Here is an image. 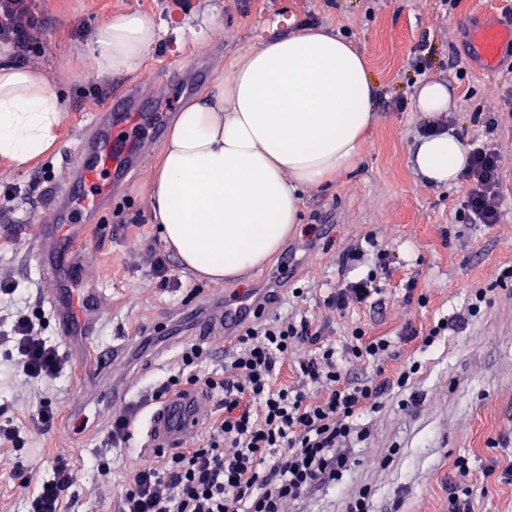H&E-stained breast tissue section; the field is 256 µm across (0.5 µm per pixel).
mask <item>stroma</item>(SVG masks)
<instances>
[{
	"instance_id": "1",
	"label": "stroma",
	"mask_w": 512,
	"mask_h": 512,
	"mask_svg": "<svg viewBox=\"0 0 512 512\" xmlns=\"http://www.w3.org/2000/svg\"><path fill=\"white\" fill-rule=\"evenodd\" d=\"M36 4L46 51L28 66L61 90L64 121L52 152L24 170L0 171V184L17 190L14 210H0V272L17 282L30 311L41 314L42 334L66 365L46 385H31L16 358L0 349V423L14 424L21 436L18 448H0V512H28L59 456L67 458L74 475L62 512H118L143 445L136 433L125 446L107 447L113 411L97 401L93 380L79 370L87 342L58 333L41 299L40 261L30 255L31 241L48 216L43 188L71 179L63 157L75 148L89 115L107 107L95 90L96 72L82 62L96 28L113 13L135 9L160 29L159 46L135 72L110 75L106 94L116 97L127 85H141L144 101L157 105L168 128L181 107L214 86L232 56L267 41L261 23L269 8L287 16L290 31L305 25L336 28L365 56L378 100L356 168L304 194L300 222L284 243L298 248L303 264L288 276L280 274L278 254L224 282L196 279L174 256L161 281L152 271L151 253L165 246L146 196L164 140L130 138L137 166L111 209L81 230L89 272L107 298L90 343L107 348L135 338L143 327L156 336L160 357L131 348L108 376L109 382L128 384L133 407L171 374L181 340L192 333L178 319L181 310L211 294L240 295L275 281L282 289L270 311L276 317L286 313L293 289H305V307L326 323L328 339L342 340L358 325L393 339L387 370L413 359L422 369L414 403L400 405L392 395L367 417L370 435L358 445L343 490L314 493L287 512H346L349 497L364 487L373 492L374 512H448L451 464L463 454L470 456L473 479L483 490L474 512H512V483L483 475L488 465L512 460V281L499 280L500 271L512 266V44L503 46L492 69L471 49L474 30L502 23V0H458L453 7L447 0H187L176 19L171 0ZM424 78L447 83L454 100L448 118L463 141L477 137L498 147L499 223H466L465 183L432 186L412 171L409 149L424 120L411 102ZM117 209L128 218L141 216V226L118 224ZM325 214L336 226L334 235L314 223ZM370 236L390 251L392 275L382 281L376 304L339 316L324 300L330 289L370 269L367 261L342 263L349 248L364 246ZM480 288L487 292L486 305L446 343L422 352L417 343L402 342L406 326L425 328L433 319L462 313L471 292ZM170 333L178 334L179 343H168ZM46 402L55 413L49 426L37 419ZM34 459L42 463L40 472L23 479L20 464Z\"/></svg>"
}]
</instances>
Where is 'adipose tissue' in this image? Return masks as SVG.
I'll return each instance as SVG.
<instances>
[{
    "mask_svg": "<svg viewBox=\"0 0 512 512\" xmlns=\"http://www.w3.org/2000/svg\"><path fill=\"white\" fill-rule=\"evenodd\" d=\"M159 40L139 11L118 12L96 29L85 60L100 73H130ZM376 97L363 54L328 26L232 57L213 92L178 112L149 187L153 221L182 265L221 282L263 264L298 224L303 190L356 165ZM451 107L443 81L417 86L413 108L426 118ZM63 112L50 81L0 64V169L52 150ZM468 157L451 129L420 135L410 149L416 173L436 186L456 183Z\"/></svg>",
    "mask_w": 512,
    "mask_h": 512,
    "instance_id": "obj_1",
    "label": "adipose tissue"
}]
</instances>
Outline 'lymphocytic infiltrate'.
I'll return each mask as SVG.
<instances>
[{
	"instance_id": "1",
	"label": "lymphocytic infiltrate",
	"mask_w": 512,
	"mask_h": 512,
	"mask_svg": "<svg viewBox=\"0 0 512 512\" xmlns=\"http://www.w3.org/2000/svg\"><path fill=\"white\" fill-rule=\"evenodd\" d=\"M0 45L15 59L41 55V22L34 0H0ZM462 178L469 185L465 204L471 224L501 218L500 155L479 138L469 143ZM378 251L374 269L327 297L329 307L345 312L379 294L378 274L387 268ZM314 319L259 321L249 327L225 358L222 372L200 375V346L185 344L178 370L150 393L160 401L171 389L204 383L216 399V415L201 444L140 459L121 497V512H285L317 488L339 487L354 458L351 445L367 439L364 417L385 397L410 389L422 365L412 361L386 374L392 354L386 336L354 327L342 349L322 340ZM309 353L289 357L298 346ZM15 351L24 376L46 381L60 373L58 350L41 336L34 315L17 310L0 347ZM373 365L374 376L353 379L346 361ZM74 481L64 459L32 500V512H59L63 494Z\"/></svg>"
}]
</instances>
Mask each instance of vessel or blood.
Here are the masks:
<instances>
[{"instance_id":"obj_1","label":"vessel or blood","mask_w":512,"mask_h":512,"mask_svg":"<svg viewBox=\"0 0 512 512\" xmlns=\"http://www.w3.org/2000/svg\"><path fill=\"white\" fill-rule=\"evenodd\" d=\"M510 41L511 26L488 25L473 37L474 47L489 66L497 61L502 45ZM146 121L144 101L136 88L111 101L106 111L91 114L75 148L77 172L73 180L46 190L50 221L41 226L38 238L54 244L44 270V279L51 284L45 298L54 311L61 335H70L77 313L101 304L99 289L88 284L86 263L78 254L80 242L73 236L71 227L109 205L114 189L130 170L129 154L117 134L118 128L134 127ZM62 278L78 283L76 294L63 296L53 288V281ZM265 308L264 297L253 294L207 313L197 308L188 310L183 318L193 325L198 340L220 335L225 342L232 343ZM126 352L123 344L109 350L85 348L83 368L89 371L116 364L124 359ZM209 416L208 401L202 391L190 386L180 388L167 395L161 406L147 412L144 443L152 449L181 447L204 429Z\"/></svg>"}]
</instances>
